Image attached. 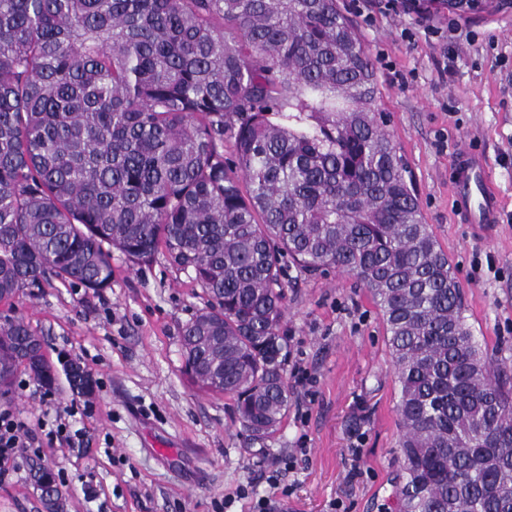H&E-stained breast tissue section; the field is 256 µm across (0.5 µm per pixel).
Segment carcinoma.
Here are the masks:
<instances>
[{
    "mask_svg": "<svg viewBox=\"0 0 512 512\" xmlns=\"http://www.w3.org/2000/svg\"><path fill=\"white\" fill-rule=\"evenodd\" d=\"M377 93L337 0H0V301L50 275L97 293L112 249L166 253L209 297L182 329L186 373L263 441L288 408L285 263L334 269L385 325L398 512H512V376L465 322ZM21 368L57 391L40 337L0 315L1 399ZM29 480L59 512L54 470Z\"/></svg>",
    "mask_w": 512,
    "mask_h": 512,
    "instance_id": "cac0c4a2",
    "label": "carcinoma"
}]
</instances>
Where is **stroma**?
<instances>
[{"label": "stroma", "instance_id": "obj_1", "mask_svg": "<svg viewBox=\"0 0 512 512\" xmlns=\"http://www.w3.org/2000/svg\"><path fill=\"white\" fill-rule=\"evenodd\" d=\"M475 18L421 20L404 0H340L377 71V104L413 176L423 221L447 253L465 315L493 361L512 366V0ZM464 146L490 161L502 199L486 230L460 223L448 169ZM281 333L288 409L263 441L240 431L229 397L192 382L182 329L207 296L165 255L112 253L96 293L50 279L0 313L22 318L53 365L80 362L91 411L67 387L49 394L19 373L8 408L30 424L76 410L81 443L42 444L60 476L61 512H257L272 460L285 463L283 512H395L399 386L382 316L338 273L289 270ZM0 512H44L19 460L0 482Z\"/></svg>", "mask_w": 512, "mask_h": 512}]
</instances>
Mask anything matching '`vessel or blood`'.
<instances>
[{
  "label": "vessel or blood",
  "mask_w": 512,
  "mask_h": 512,
  "mask_svg": "<svg viewBox=\"0 0 512 512\" xmlns=\"http://www.w3.org/2000/svg\"><path fill=\"white\" fill-rule=\"evenodd\" d=\"M458 219L464 224H494L501 206L483 154L474 149L458 153L449 171Z\"/></svg>",
  "instance_id": "1"
}]
</instances>
